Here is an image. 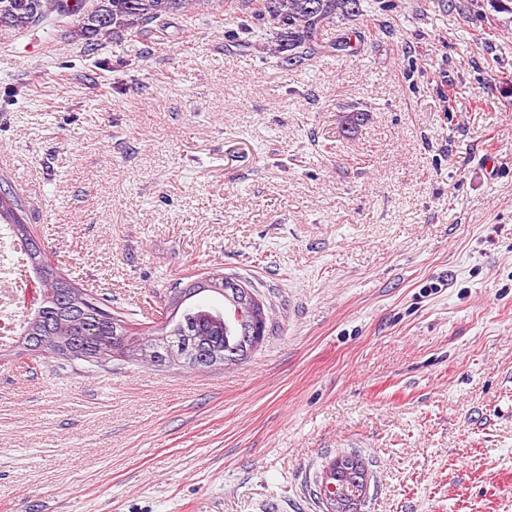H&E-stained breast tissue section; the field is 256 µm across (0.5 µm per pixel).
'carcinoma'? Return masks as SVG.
I'll use <instances>...</instances> for the list:
<instances>
[{"label":"carcinoma","mask_w":512,"mask_h":512,"mask_svg":"<svg viewBox=\"0 0 512 512\" xmlns=\"http://www.w3.org/2000/svg\"><path fill=\"white\" fill-rule=\"evenodd\" d=\"M223 5L275 30V39L260 47L285 69H303L315 55L341 52L349 39L336 40L329 31L339 17L361 15L360 0H0V33L25 32L65 18L73 34L90 47L114 35L137 44L148 40L153 27L178 14L189 15L208 5ZM8 181L0 178V224L11 226L27 264L43 274L47 307L19 322L14 342L0 347L11 356L18 372L31 373L40 365L30 347L43 357L72 364L78 360L107 369L120 357L134 365L181 366L205 371L236 365L252 353L258 330L268 331L269 308L255 315L236 312L234 289L224 285V274L206 273L207 288L198 282L172 289L171 318L157 331L137 336L112 300L77 286L60 272L62 260L28 248L33 226L23 218V204ZM224 298V308L185 305L204 291Z\"/></svg>","instance_id":"carcinoma-1"}]
</instances>
